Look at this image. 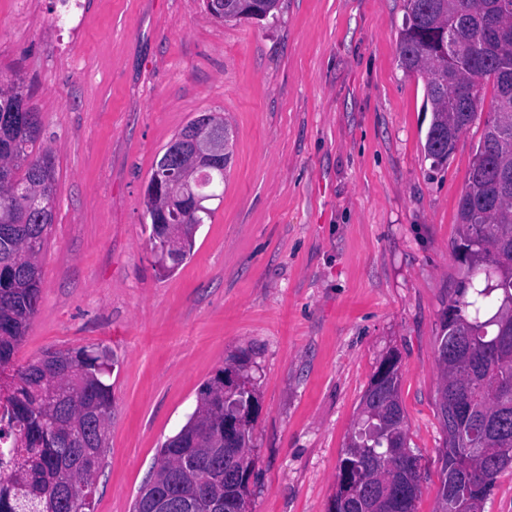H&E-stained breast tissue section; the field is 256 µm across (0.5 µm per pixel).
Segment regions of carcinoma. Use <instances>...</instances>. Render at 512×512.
Segmentation results:
<instances>
[{"label": "carcinoma", "instance_id": "obj_1", "mask_svg": "<svg viewBox=\"0 0 512 512\" xmlns=\"http://www.w3.org/2000/svg\"><path fill=\"white\" fill-rule=\"evenodd\" d=\"M280 0H227L211 16L225 21L265 19ZM496 21L512 33V0H408L399 61L406 71L441 73L425 80L432 120L425 153L435 167L456 150L475 121L487 87L493 112L484 123L465 189L458 201L459 238L454 252L466 259L461 286L448 299L437 337L441 369L437 407L445 434L441 485L435 512H484L505 467L487 448H512V319L502 309L512 292V145L489 129L512 131V37L489 36ZM42 122L19 83L0 76V374L12 369L0 436L10 437L25 463L0 478V512H91L95 480L112 420L109 365L95 350H67L44 367L13 358L41 300L42 253L56 202L55 169L41 143ZM152 249L174 248L162 268L177 269L195 236L178 240L180 225L145 198ZM248 377L239 360L201 392L185 425L160 448L152 473L156 491L177 494L185 512H234L249 496L255 392L233 386ZM399 357L389 354L367 387L359 427L346 446L328 512H414L420 467H407L404 413L399 401ZM462 405L466 414L452 413ZM243 432L224 446V419Z\"/></svg>", "mask_w": 512, "mask_h": 512}]
</instances>
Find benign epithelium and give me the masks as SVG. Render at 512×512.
I'll use <instances>...</instances> for the list:
<instances>
[{
  "label": "benign epithelium",
  "instance_id": "benign-epithelium-1",
  "mask_svg": "<svg viewBox=\"0 0 512 512\" xmlns=\"http://www.w3.org/2000/svg\"><path fill=\"white\" fill-rule=\"evenodd\" d=\"M226 143L224 128L205 121L187 130L175 140L173 158L189 159L194 177L186 175L178 165L166 167L156 175L152 184L154 197L165 201L173 213L191 214L202 209L210 196L200 193L202 177L224 171Z\"/></svg>",
  "mask_w": 512,
  "mask_h": 512
}]
</instances>
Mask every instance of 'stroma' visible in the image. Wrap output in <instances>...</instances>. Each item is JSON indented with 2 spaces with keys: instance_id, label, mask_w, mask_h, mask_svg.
Instances as JSON below:
<instances>
[{
  "instance_id": "obj_1",
  "label": "stroma",
  "mask_w": 512,
  "mask_h": 512,
  "mask_svg": "<svg viewBox=\"0 0 512 512\" xmlns=\"http://www.w3.org/2000/svg\"><path fill=\"white\" fill-rule=\"evenodd\" d=\"M0 0V72L19 74L54 157L41 304L14 356L112 357L93 512H132L200 390L246 357L251 512H328L361 399L400 357L415 512H434L444 433L437 336L464 267L457 201L484 129L432 167L424 80L400 65L407 0H281L222 22L204 0ZM203 113L233 136L224 196L164 272L145 191Z\"/></svg>"
}]
</instances>
